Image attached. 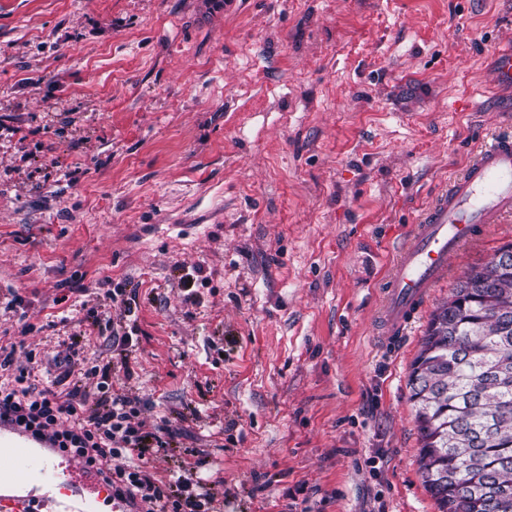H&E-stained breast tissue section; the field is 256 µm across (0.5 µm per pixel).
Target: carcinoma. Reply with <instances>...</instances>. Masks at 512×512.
<instances>
[{
    "label": "carcinoma",
    "instance_id": "1",
    "mask_svg": "<svg viewBox=\"0 0 512 512\" xmlns=\"http://www.w3.org/2000/svg\"><path fill=\"white\" fill-rule=\"evenodd\" d=\"M407 386L440 512H512V243L432 312Z\"/></svg>",
    "mask_w": 512,
    "mask_h": 512
}]
</instances>
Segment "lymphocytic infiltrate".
Here are the masks:
<instances>
[{
  "mask_svg": "<svg viewBox=\"0 0 512 512\" xmlns=\"http://www.w3.org/2000/svg\"><path fill=\"white\" fill-rule=\"evenodd\" d=\"M79 352V339H72L64 371L42 385L32 382L30 369L14 366L12 355L1 357L0 366L16 373L13 383L0 385V418L37 434L51 431L60 447L105 463L113 497L139 512H216L215 494L193 468L162 479L150 466L158 453L179 447L181 428L166 422L146 430L137 399L114 389L112 364L77 367ZM91 379L100 393L93 402L85 391Z\"/></svg>",
  "mask_w": 512,
  "mask_h": 512,
  "instance_id": "1",
  "label": "lymphocytic infiltrate"
}]
</instances>
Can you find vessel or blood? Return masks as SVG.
Masks as SVG:
<instances>
[{
    "mask_svg": "<svg viewBox=\"0 0 512 512\" xmlns=\"http://www.w3.org/2000/svg\"><path fill=\"white\" fill-rule=\"evenodd\" d=\"M511 214L512 138L497 137L426 209L399 248L383 303L387 333L403 335L462 246ZM108 501L124 512L96 465L0 422V512H99Z\"/></svg>",
    "mask_w": 512,
    "mask_h": 512,
    "instance_id": "1",
    "label": "vessel or blood"
}]
</instances>
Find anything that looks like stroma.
<instances>
[{"mask_svg": "<svg viewBox=\"0 0 512 512\" xmlns=\"http://www.w3.org/2000/svg\"><path fill=\"white\" fill-rule=\"evenodd\" d=\"M511 45L512 0H0V346L54 368L122 288L85 354L132 333L116 382L205 451L223 512H438L409 366L512 218L402 339L379 307L423 209L512 134Z\"/></svg>", "mask_w": 512, "mask_h": 512, "instance_id": "1", "label": "stroma"}]
</instances>
